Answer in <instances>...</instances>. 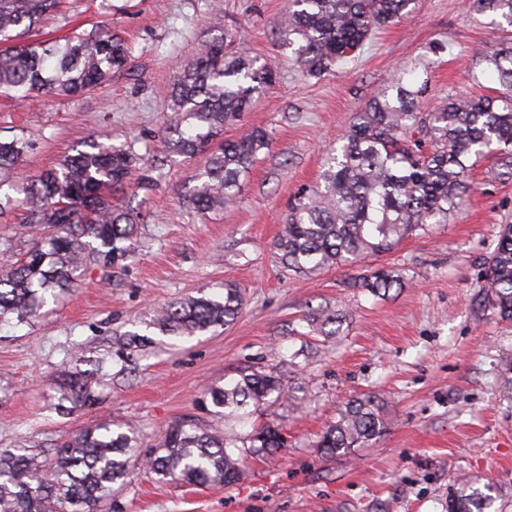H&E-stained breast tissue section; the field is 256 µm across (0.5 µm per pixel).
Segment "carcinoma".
<instances>
[{
	"label": "carcinoma",
	"instance_id": "obj_1",
	"mask_svg": "<svg viewBox=\"0 0 512 512\" xmlns=\"http://www.w3.org/2000/svg\"><path fill=\"white\" fill-rule=\"evenodd\" d=\"M417 0H289L279 23L282 43L291 48L299 72L320 79L354 62L373 32L394 24ZM512 26V0H478ZM62 0H0V93L21 99L74 97L112 80L126 69L130 51L109 29L70 36L65 42H18L38 29ZM235 37L203 44L197 58L175 76L166 91L172 112L165 153L183 160L206 157L187 200L199 214L224 209L241 191L259 152L269 146L260 130L224 140V127L251 110L256 95L276 79V69L231 46ZM503 92L477 100L449 99L438 112L418 111L427 82L408 83L404 67L390 84L354 113L321 173V184L296 198L276 248L291 270L314 271L353 265L369 254L385 253L429 224L448 223L462 204L469 162L489 153L512 164V47L481 54ZM33 143L0 137V219L18 207L27 212L30 245L20 257L0 265V323H30L58 299L85 269L110 268L136 257L141 213L118 202L135 188L149 195L155 166L144 167L132 149L92 139L40 179L25 185L14 172ZM397 284L389 271L353 278L351 287L373 294ZM486 287L502 317L512 319V224L501 225L496 249L486 261ZM155 312L146 328L164 334L197 336L231 324L243 306L232 283L214 285ZM116 355L130 362L152 344L138 332L113 337ZM64 372L54 383L55 409L80 413L99 404L100 361ZM294 400L272 374H242L209 387L216 413L242 418L271 395ZM385 424L370 398H356L338 410L318 447L345 456L381 437ZM283 447L271 429L231 438L193 420L170 426L151 444L130 424L102 422L51 448H0V512H101L116 488L130 478L139 459L161 482L184 486H229L239 480L245 455H267ZM474 494L462 487L448 512H473Z\"/></svg>",
	"mask_w": 512,
	"mask_h": 512
}]
</instances>
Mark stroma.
Listing matches in <instances>:
<instances>
[{
	"label": "stroma",
	"mask_w": 512,
	"mask_h": 512,
	"mask_svg": "<svg viewBox=\"0 0 512 512\" xmlns=\"http://www.w3.org/2000/svg\"><path fill=\"white\" fill-rule=\"evenodd\" d=\"M67 0L65 16L43 21L36 41L107 26L127 41L132 60L104 88L35 105L0 96V136H24L34 149L19 176L34 180L92 136L128 144L162 175L140 211L141 248L124 265L91 267L58 303L28 325L0 323V448L50 444L103 420L135 423L148 441L193 419L218 433L278 429L286 448L245 459L228 488L162 483L135 467L109 512H448L461 482L493 483L496 507L512 512V320L485 290L486 260L501 225L512 223V168L483 160L472 171L463 208L405 237L390 252L315 273L288 270L275 247L288 206L319 180L329 146L352 113L403 67L428 83L424 112L451 98L493 95L482 51L512 42V27L476 0H419L400 22L375 32L347 69L301 77L278 36L288 0ZM233 32L241 47L277 66L242 130L268 132L270 144L224 210L200 215L187 198L204 158L164 154L169 114L162 91L201 43ZM443 45L432 53L433 45ZM383 268L400 287L376 296L351 278ZM217 282L236 284L244 305L218 334H155L136 362L107 363L93 411L63 416L50 399L61 370L82 369L113 336L139 332L153 310ZM336 319L335 335L313 316ZM256 371L294 390L293 402L267 403L240 421L202 410L209 385ZM378 401L384 434L346 456L327 457L318 437L344 402Z\"/></svg>",
	"instance_id": "1"
}]
</instances>
